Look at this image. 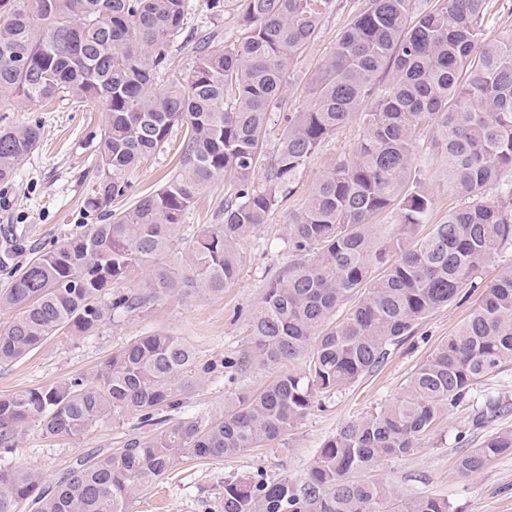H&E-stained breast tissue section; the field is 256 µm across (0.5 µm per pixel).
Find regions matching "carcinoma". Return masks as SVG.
Returning a JSON list of instances; mask_svg holds the SVG:
<instances>
[{
  "instance_id": "obj_1",
  "label": "carcinoma",
  "mask_w": 512,
  "mask_h": 512,
  "mask_svg": "<svg viewBox=\"0 0 512 512\" xmlns=\"http://www.w3.org/2000/svg\"><path fill=\"white\" fill-rule=\"evenodd\" d=\"M366 0L320 67L307 105L282 115L275 156L262 167L269 114L282 108L290 74L334 0H206L231 10L238 37L215 28L185 35L191 0H0V107L77 97L104 106L92 224L31 258L0 291V363L20 360L62 332L90 336L107 314L140 311L176 293L219 295L239 274L242 246L321 144L353 116L363 134L353 158L330 169L288 224L291 263L272 280L249 321L252 349L234 368L304 361L263 389L237 393L218 416L181 417L153 436H131L110 454L80 459L57 481L0 466V512H132L136 494L177 463L236 455L282 438L315 399L374 372L418 320L477 287L478 274L512 244V32L487 42L489 0ZM195 53L188 74L162 87L178 41ZM392 74L390 82L383 77ZM182 129L170 180L115 212L142 159L166 151ZM433 132L448 187L463 199L424 236L432 198L412 177L417 135ZM38 125L0 130V181L36 148ZM232 175L224 223L182 239L202 191ZM396 211L399 233L377 241L372 219ZM399 259L387 262L386 253ZM135 284L129 291L115 286ZM352 303L344 317L343 303ZM512 362V270L411 375L391 406L351 421L320 448L299 483L263 472L224 481L220 512H452L435 496L398 498L354 481L385 459L410 455L483 378ZM182 337L131 340L84 376L0 396V452L29 426L74 436L127 414L152 426L176 411L203 374ZM507 411L488 397L478 427ZM512 452V430L458 457L464 474Z\"/></svg>"
}]
</instances>
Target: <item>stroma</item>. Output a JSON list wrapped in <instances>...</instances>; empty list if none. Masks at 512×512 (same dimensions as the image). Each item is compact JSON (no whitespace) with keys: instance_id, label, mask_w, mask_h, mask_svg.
Instances as JSON below:
<instances>
[{"instance_id":"stroma-1","label":"stroma","mask_w":512,"mask_h":512,"mask_svg":"<svg viewBox=\"0 0 512 512\" xmlns=\"http://www.w3.org/2000/svg\"><path fill=\"white\" fill-rule=\"evenodd\" d=\"M364 3L337 0L335 10L324 15L317 37L295 66L286 95L287 110L303 104L305 88L318 64ZM106 119L102 107L69 98L0 108L2 128L27 123L41 128L37 149L19 164L13 180L0 182V249L10 237L19 240L8 263L0 264V289L8 287L14 273L37 252L97 223L98 215L87 201L95 187L100 132ZM360 134L359 121L350 120L309 159L292 193L267 223L257 226L246 239L241 273L223 294L167 296L142 311L105 319L93 335L51 337L27 357L0 364V395L75 375H93L131 339L155 332L183 337L195 349L200 364L213 367L185 396L184 412L201 417L219 415L232 393L264 388L275 376V369L253 364L237 371L225 368L224 362L248 351L250 312L261 301L268 282L293 259L288 249V222L303 209L323 175L351 158ZM417 148L416 172L431 192L430 223H436L447 216L456 198L447 186L443 159L430 130L420 132ZM176 162L170 151L142 160L129 177L126 194L113 201V210H122L161 188ZM229 190V181L221 177L209 184L189 215V233L223 223ZM480 295V290H471L465 301L441 307L420 320L414 336L391 348L377 371L315 404L287 436L235 456L178 465L154 488L137 496L132 512H216L226 479L260 471L276 480H303L318 450L342 425L391 405L401 396L415 368L461 326ZM471 413L468 405L449 411L433 435L409 456L381 461L371 479L404 498L445 497L455 512H512V455L498 457L475 473L463 474L456 468L462 450L479 447L490 435L512 430V409L479 428L470 426ZM139 428L134 414L104 420L74 437H49L31 426L20 434L15 453L0 456V465L30 468L53 482L81 457L123 447Z\"/></svg>"}]
</instances>
